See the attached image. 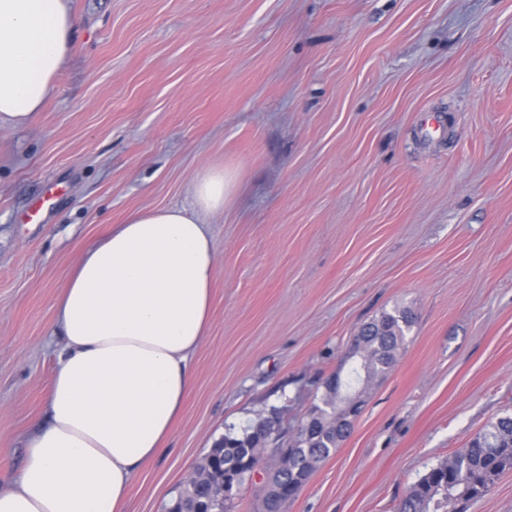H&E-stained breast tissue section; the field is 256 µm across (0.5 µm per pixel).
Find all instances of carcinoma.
Listing matches in <instances>:
<instances>
[{
    "instance_id": "carcinoma-1",
    "label": "carcinoma",
    "mask_w": 512,
    "mask_h": 512,
    "mask_svg": "<svg viewBox=\"0 0 512 512\" xmlns=\"http://www.w3.org/2000/svg\"><path fill=\"white\" fill-rule=\"evenodd\" d=\"M414 323L412 312L400 308L384 313L365 324L349 350L352 366L339 387L321 382L324 393L320 403L313 404L308 417L318 427V434L308 440L290 445L292 459L288 466L266 478L284 489L302 488L318 466L329 458L340 442L336 440V416L344 408V395L365 392L369 383L387 375L396 363L405 341V330ZM280 410L272 405L237 429L228 431L217 440L209 454L222 458L223 468L213 469L201 464L197 477L188 481L170 507L169 512H181L194 499L210 497L214 512H231L233 501L220 497L219 483L225 473L243 465L246 457L253 458L256 449L254 431L264 423L265 415ZM507 471H512V416L506 414L478 432L469 443L448 457L438 461L407 491L396 512H465L457 508V501L468 504L485 495L491 486Z\"/></svg>"
}]
</instances>
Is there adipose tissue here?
I'll return each instance as SVG.
<instances>
[{"instance_id": "ef3b65f1", "label": "adipose tissue", "mask_w": 512, "mask_h": 512, "mask_svg": "<svg viewBox=\"0 0 512 512\" xmlns=\"http://www.w3.org/2000/svg\"><path fill=\"white\" fill-rule=\"evenodd\" d=\"M74 34L70 0H0V128L54 94ZM223 167L197 175L192 211L131 214L89 247L55 305L46 418L30 435L0 512H120L171 437L211 325L215 248L196 212L230 195Z\"/></svg>"}]
</instances>
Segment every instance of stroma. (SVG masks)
Returning <instances> with one entry per match:
<instances>
[{"label": "stroma", "instance_id": "35a3bbf8", "mask_svg": "<svg viewBox=\"0 0 512 512\" xmlns=\"http://www.w3.org/2000/svg\"><path fill=\"white\" fill-rule=\"evenodd\" d=\"M51 100L0 129V489L44 416L55 303L132 213L219 214L212 320L167 452L125 512H167L229 424L297 425L354 336L415 322L350 436L284 512H395L512 412V0H71ZM231 179L224 167L210 166L197 175L192 188L195 210L216 214L224 210V201L230 195Z\"/></svg>", "mask_w": 512, "mask_h": 512}]
</instances>
